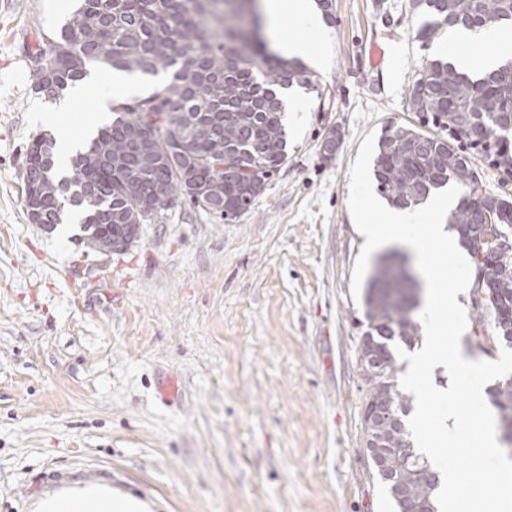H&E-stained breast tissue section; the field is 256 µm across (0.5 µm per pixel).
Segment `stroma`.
<instances>
[{"instance_id": "35a3bbf8", "label": "stroma", "mask_w": 512, "mask_h": 512, "mask_svg": "<svg viewBox=\"0 0 512 512\" xmlns=\"http://www.w3.org/2000/svg\"><path fill=\"white\" fill-rule=\"evenodd\" d=\"M330 3L317 34L278 19L309 43L314 86L291 88L288 162L252 206L227 220L181 199L103 255L24 204L34 137L101 116L98 68L65 112L32 87L30 49L73 0H0V512L78 481L151 512H394L363 446L349 170L367 134L411 120L408 91L438 51L415 36L413 0ZM460 303L463 355L498 360L481 295ZM169 378L180 389L163 401Z\"/></svg>"}]
</instances>
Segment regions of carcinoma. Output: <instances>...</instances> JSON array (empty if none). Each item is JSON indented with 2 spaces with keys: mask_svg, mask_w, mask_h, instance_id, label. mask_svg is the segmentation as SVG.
I'll use <instances>...</instances> for the list:
<instances>
[{
  "mask_svg": "<svg viewBox=\"0 0 512 512\" xmlns=\"http://www.w3.org/2000/svg\"><path fill=\"white\" fill-rule=\"evenodd\" d=\"M430 20L415 32L427 41L442 29L512 25V0H415ZM255 0H78L72 16L54 37L45 38L33 59L49 58L52 72L33 68L36 92L54 99L103 65L121 73L167 75L166 85L145 98L112 108V122L101 127L72 159L71 174L54 172L55 143L47 135L33 146L42 192V224L62 223L64 209L55 185L64 181L91 198L71 203L81 210L83 241L105 254L100 225L112 235L136 239L140 224L167 211L179 198L225 219L248 210L262 189L250 183L256 169L270 178L286 162L283 102L274 88L311 84L306 67L275 63L262 37ZM410 111L431 122L426 131L413 124L388 123L378 142L373 176L379 194L398 208L424 202L450 183L460 188L451 210L460 244L473 263L487 269L482 291L497 335L512 338V257H483L478 242L487 224L512 227V197L477 192L475 169L458 143L476 136L497 167L512 169L497 147L512 136V62L469 77L446 59L424 62L408 93ZM458 129L459 136L451 134ZM407 256L393 251L375 265L364 296L367 322L359 354L381 366L368 389L363 414L386 407L397 422L380 429L389 466L406 488L401 500L419 512H438L440 476L411 441L409 399L399 390L396 346L420 339L412 314L420 302L419 280L407 277ZM498 408L502 434L512 435V384L489 389ZM432 477L421 476L423 471Z\"/></svg>",
  "mask_w": 512,
  "mask_h": 512,
  "instance_id": "1",
  "label": "carcinoma"
}]
</instances>
